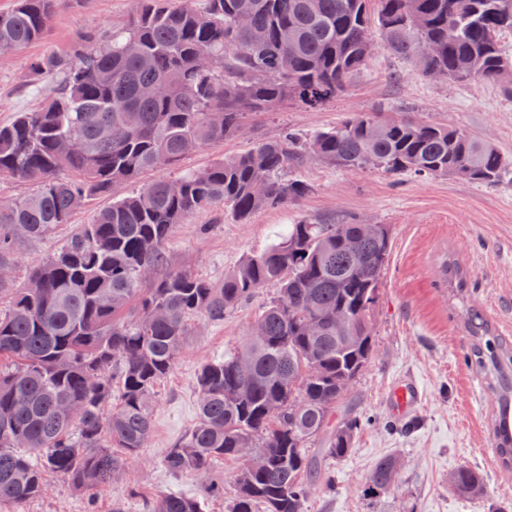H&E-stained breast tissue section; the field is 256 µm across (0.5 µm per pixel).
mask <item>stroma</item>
Segmentation results:
<instances>
[{
    "label": "stroma",
    "mask_w": 512,
    "mask_h": 512,
    "mask_svg": "<svg viewBox=\"0 0 512 512\" xmlns=\"http://www.w3.org/2000/svg\"><path fill=\"white\" fill-rule=\"evenodd\" d=\"M137 8V0H74L59 10L47 39L0 52V124L41 102L26 82L31 58L73 48L88 30L125 27ZM377 112L460 128L512 159V98L497 85L425 77L378 44L335 99L251 114L237 137L195 152L179 168L159 167L144 178L168 180L248 151L288 129L310 135ZM295 175L310 187L299 203L259 210L244 223L199 211L175 226L168 250L174 267L219 281L244 257L266 250L280 230L304 218L318 224L389 225L392 249L375 309L374 357L346 400L348 417L358 421L354 447L347 457L327 461L331 480L313 484L307 512H512V468L503 467L495 453L492 379L471 361V338L456 291L442 277L444 262L463 269L470 305L505 343H512V180L489 188L449 176L347 172L320 161L296 169ZM135 189L132 183L117 184L111 195L89 200L71 223L44 238L17 241L0 265L5 283L0 309L8 306L12 290L24 287L32 271L81 225ZM272 293L269 287L259 289L220 323L190 320L176 366L155 390L152 440L118 481L90 495L50 474L41 498L2 503L0 512H112L116 500L123 501L125 512H146L149 502L166 493L199 497L214 477L232 480L233 461L176 476L163 459L197 421L200 367L240 344ZM400 386L420 391L417 404L401 414L391 400ZM386 455L400 458V471L385 493L367 496L369 473ZM462 466L480 474L483 497L462 496L451 488L450 476Z\"/></svg>",
    "instance_id": "stroma-1"
}]
</instances>
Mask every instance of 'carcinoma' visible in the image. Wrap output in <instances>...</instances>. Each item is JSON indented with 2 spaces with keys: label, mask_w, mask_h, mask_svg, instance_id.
<instances>
[{
  "label": "carcinoma",
  "mask_w": 512,
  "mask_h": 512,
  "mask_svg": "<svg viewBox=\"0 0 512 512\" xmlns=\"http://www.w3.org/2000/svg\"><path fill=\"white\" fill-rule=\"evenodd\" d=\"M138 2L129 26L89 31L80 49L31 61L42 102L0 125V180L34 191L0 207V259L161 157L173 166L238 135L250 112L336 96L377 38L427 77L494 83L512 97V58L499 41L512 33V0H206L202 10L193 0ZM66 3L14 0L0 11V48L45 39ZM53 73L59 84L41 85ZM309 160L487 187L512 171L511 159L467 131L376 113L306 141L288 132L112 201L14 289L0 314V503L41 496L47 472L79 490L110 484L151 439L153 388L173 371L187 320L222 322L274 285L243 344L199 369L198 420L164 465L184 474L233 459L239 467L224 512H306L311 479L354 444V423L333 420L373 358L390 229L301 220L220 283L175 268L167 244L176 225L217 204L242 222L301 200L308 185L284 170ZM62 169L73 177L58 178ZM443 276L463 294L464 271L447 263ZM466 329L475 363L496 388L497 451L511 467L512 371L502 361L512 351L473 309ZM115 379L121 398L106 415ZM320 436L322 447H307ZM398 470L397 458H381L369 492L389 488ZM452 481L462 495L483 492L469 467ZM150 512L205 507L170 492Z\"/></svg>",
  "instance_id": "1"
}]
</instances>
